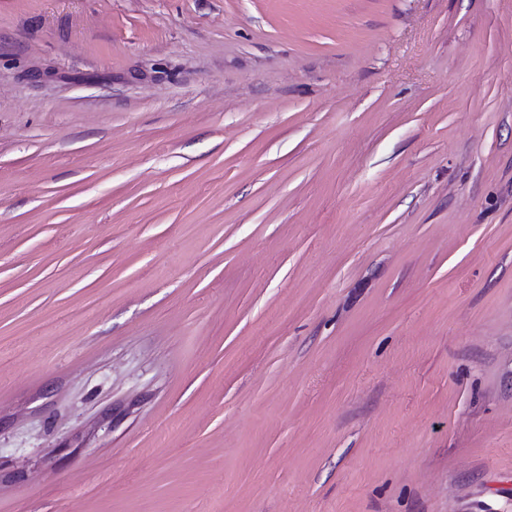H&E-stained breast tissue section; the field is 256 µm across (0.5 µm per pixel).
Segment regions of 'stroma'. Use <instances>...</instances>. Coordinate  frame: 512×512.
Instances as JSON below:
<instances>
[{"mask_svg":"<svg viewBox=\"0 0 512 512\" xmlns=\"http://www.w3.org/2000/svg\"><path fill=\"white\" fill-rule=\"evenodd\" d=\"M0 512H512V0H0Z\"/></svg>","mask_w":512,"mask_h":512,"instance_id":"stroma-1","label":"stroma"}]
</instances>
